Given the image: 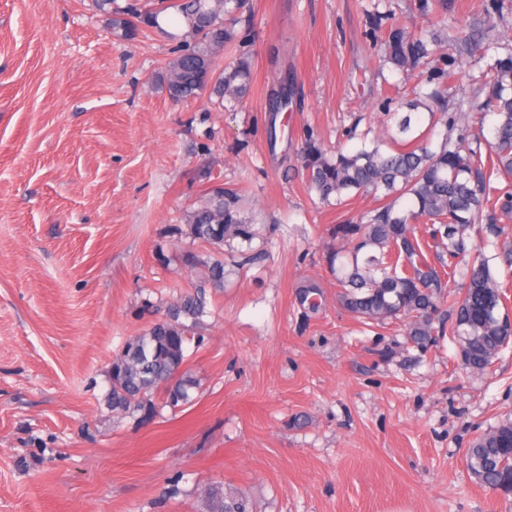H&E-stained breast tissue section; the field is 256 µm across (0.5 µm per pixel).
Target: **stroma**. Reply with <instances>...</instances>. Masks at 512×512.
I'll list each match as a JSON object with an SVG mask.
<instances>
[{"instance_id":"35a3bbf8","label":"stroma","mask_w":512,"mask_h":512,"mask_svg":"<svg viewBox=\"0 0 512 512\" xmlns=\"http://www.w3.org/2000/svg\"><path fill=\"white\" fill-rule=\"evenodd\" d=\"M249 0L225 60L252 58L238 105L176 103L153 78L176 41H121L91 0H0V512H207L208 492L251 512H512V495L465 464L480 434L512 418V346L465 369L447 334L420 349L398 320L363 324L340 305L334 225L369 214L372 194L320 204L301 147H398L394 115L431 134L399 89L429 73L379 61L373 15L438 36L456 72L448 109L484 98L480 48L455 22L512 50V0ZM288 110L269 115L281 76ZM241 191L260 233L222 255L188 346L191 405L150 422L113 416L108 371L127 340L164 317L209 261L185 213L203 188ZM466 232L483 243L512 311V215ZM317 283L322 306L301 305Z\"/></svg>"}]
</instances>
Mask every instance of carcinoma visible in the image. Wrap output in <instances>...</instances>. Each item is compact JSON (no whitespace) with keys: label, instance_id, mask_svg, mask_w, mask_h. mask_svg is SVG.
Instances as JSON below:
<instances>
[{"label":"carcinoma","instance_id":"carcinoma-1","mask_svg":"<svg viewBox=\"0 0 512 512\" xmlns=\"http://www.w3.org/2000/svg\"><path fill=\"white\" fill-rule=\"evenodd\" d=\"M112 3L93 0L120 39L132 40L140 27L160 29L164 22L185 29L156 77L171 100L186 101L208 91L236 104L248 95L250 59L241 56L223 67L218 63L224 47L236 38V13L244 0H153L148 7L129 3L122 10L112 8ZM429 45L425 33L410 32L395 20L383 43L385 61L397 70L431 66L436 87L429 93L419 86L411 89L407 105L414 108L427 100L443 101L456 75L455 70L438 66ZM481 74L486 80L485 99L469 113L444 112L442 117L448 129L461 121L480 123L494 115V141L485 155L446 135L436 150L414 142L392 152L376 145L334 155L310 136L301 151L306 180L321 201L340 204L351 192H372L380 201L366 220L336 224L332 229L347 244L329 257L342 288L343 307L360 321L406 318L407 342L423 349L432 342L448 279L462 264L467 284L456 302L450 332L461 342L464 365L474 372L488 368L492 358L512 342V321L508 314H499L502 295L488 259L479 254L469 257L465 242V231L480 211L497 206L503 214L512 212V197L497 196L492 186L494 179L512 176V54L496 58ZM292 95V84L282 80L270 96L272 112L288 109ZM405 196L412 206L397 209ZM185 220L193 238L219 250L235 240L249 243L258 234L233 190L204 192ZM419 221L437 225L433 236L448 239V266L438 267L428 259L413 228ZM223 284L224 261L215 258L205 265L195 292L181 297L164 319L132 337L114 356L106 395L112 413L144 423L156 417L161 404L175 408L193 402L191 392L199 388V380L184 369L188 344L204 313L203 289ZM299 299L317 309L318 286H303ZM466 466L481 484L512 488V420L476 438L468 448ZM209 512H246V505L225 501L224 491L217 488L209 493Z\"/></svg>","mask_w":512,"mask_h":512}]
</instances>
